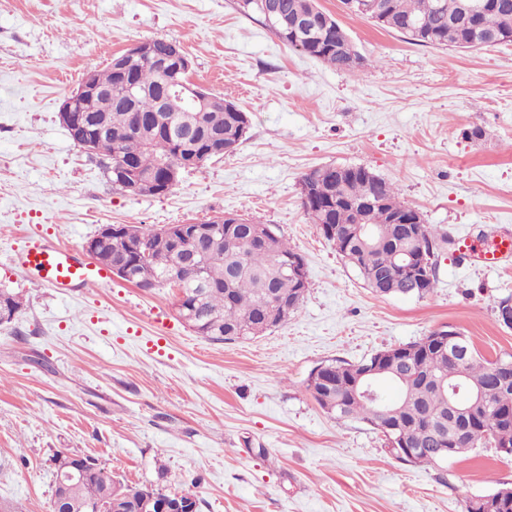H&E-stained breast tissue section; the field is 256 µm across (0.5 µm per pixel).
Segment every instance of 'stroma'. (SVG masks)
I'll return each mask as SVG.
<instances>
[{"mask_svg":"<svg viewBox=\"0 0 512 512\" xmlns=\"http://www.w3.org/2000/svg\"><path fill=\"white\" fill-rule=\"evenodd\" d=\"M369 65L351 74L288 48L236 0H0V512H53L65 451L112 477L191 492L201 512H464L512 487V456L479 448L439 467L398 461L368 423L312 399L321 363L359 362L433 330L486 359L512 355L496 316L512 262L474 265L458 240L512 232V45L413 44L319 0ZM163 38L194 80L250 117L238 149L181 172L163 196L113 188L58 118L65 95L114 54ZM482 139H468L472 128ZM364 166L443 235L425 297L381 296L301 208L300 179ZM243 214L300 254L299 309L261 336L214 341L178 315L176 289L46 288L11 262L36 242L82 253L106 224L162 227Z\"/></svg>","mask_w":512,"mask_h":512,"instance_id":"obj_1","label":"stroma"}]
</instances>
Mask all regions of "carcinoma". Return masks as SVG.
Listing matches in <instances>:
<instances>
[{"label":"carcinoma","mask_w":512,"mask_h":512,"mask_svg":"<svg viewBox=\"0 0 512 512\" xmlns=\"http://www.w3.org/2000/svg\"><path fill=\"white\" fill-rule=\"evenodd\" d=\"M480 15L484 32H507L512 36V11L494 7L495 0H485ZM385 17L373 21L381 29L395 31L422 46L480 49L484 47L475 34L471 20L464 14L465 0H383ZM288 15H322L326 11L315 0H285ZM271 32L288 46L315 58L328 67L356 73L368 65L355 48L349 35L336 19L327 23L316 19V26L306 31H291L282 25ZM128 67L117 70L108 66L96 71L99 82L115 89L124 82L133 83L138 95L127 106L109 105L105 99L93 102L90 116L105 128L89 158L107 169L112 184L124 189L121 174L111 169L120 159L132 160L140 173L153 176L156 189H171L168 173L178 165L190 167V158L207 149L208 142L182 139V130L192 120L188 112H159L157 100L162 86L173 77L159 63L139 57L127 58ZM250 119L240 108L221 96L215 97L205 113L204 132L224 141V152L231 153L243 139L241 127ZM311 193L302 208L311 223L335 228L326 236L336 253L351 264L364 283L373 291L384 289L390 295L417 296L432 292L436 284L438 250L436 233L426 224H417L419 245L432 253L429 275L421 289L408 283L409 276L398 266L402 252L409 246L411 234L392 218L415 215L416 209L401 200L398 189L365 167L347 166L338 171L334 166L314 168L303 174L301 186ZM375 201L366 212V223L377 227L368 237L355 223L353 203ZM257 221L244 218L235 223L222 222V237L210 243L204 264L203 282L190 267L181 266L180 253L165 228L114 224L118 246L106 247L112 264L127 269L124 280L140 288L163 286V281L176 274L184 284L181 306L194 315L189 325L208 338L232 341L258 336L288 320L303 301L307 286L283 270L284 264L302 257L295 253L275 229L262 237L254 233ZM131 232H126V229ZM468 351L451 359L448 347L454 340L429 334L397 347L401 357L410 362V373L393 378L400 388L395 401L396 416L386 417L379 395L351 396L349 386L375 362L370 357L358 363L334 360L319 365L310 374L308 390L318 405L336 420H359L379 429L385 439L406 434L407 447L415 449L413 457H400L416 465H438L432 449L443 445L442 432L448 430V386L460 385L481 392L483 410L473 426L486 430L495 448H512V355L493 361L484 359L468 337H463ZM120 486L116 512H146L145 498L158 493L139 485L118 482L97 469L79 481L57 485L54 503H62L76 512H90V507L104 503L114 485Z\"/></svg>","instance_id":"obj_1"}]
</instances>
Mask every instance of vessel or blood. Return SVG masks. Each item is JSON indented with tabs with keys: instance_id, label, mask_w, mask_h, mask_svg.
I'll return each mask as SVG.
<instances>
[{
	"instance_id": "vessel-or-blood-1",
	"label": "vessel or blood",
	"mask_w": 512,
	"mask_h": 512,
	"mask_svg": "<svg viewBox=\"0 0 512 512\" xmlns=\"http://www.w3.org/2000/svg\"><path fill=\"white\" fill-rule=\"evenodd\" d=\"M464 250L472 261L492 266L512 256V236L503 234L476 243L469 242ZM12 260L51 288H85L93 284H107L110 279L103 267L78 258L64 245L36 244L15 253Z\"/></svg>"
}]
</instances>
